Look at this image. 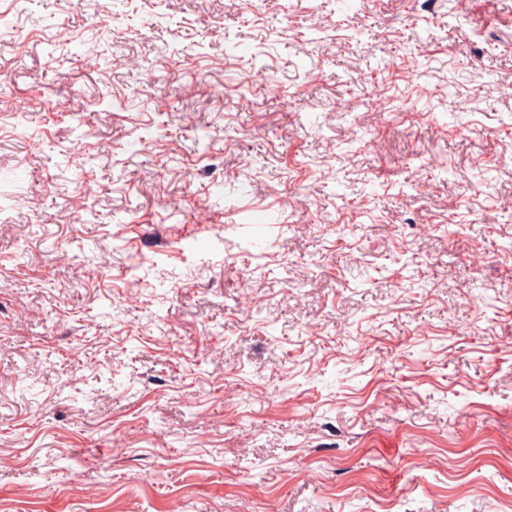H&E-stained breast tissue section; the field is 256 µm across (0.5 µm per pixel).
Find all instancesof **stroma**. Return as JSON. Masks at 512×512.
I'll return each instance as SVG.
<instances>
[{"instance_id": "1", "label": "stroma", "mask_w": 512, "mask_h": 512, "mask_svg": "<svg viewBox=\"0 0 512 512\" xmlns=\"http://www.w3.org/2000/svg\"><path fill=\"white\" fill-rule=\"evenodd\" d=\"M509 83L512 0H0V512H512Z\"/></svg>"}]
</instances>
